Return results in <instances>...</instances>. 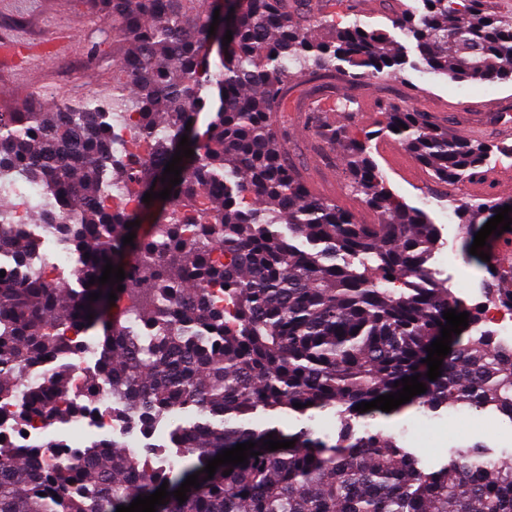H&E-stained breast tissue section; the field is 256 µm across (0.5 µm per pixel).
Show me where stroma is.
<instances>
[{"label": "stroma", "mask_w": 512, "mask_h": 512, "mask_svg": "<svg viewBox=\"0 0 512 512\" xmlns=\"http://www.w3.org/2000/svg\"><path fill=\"white\" fill-rule=\"evenodd\" d=\"M323 10L331 24L344 28L360 22L368 29L383 30L398 43L406 44L408 61L392 78H370L352 87L344 69L336 71L337 96L350 97L354 117L350 133L363 137L376 130L383 117L381 99L398 96L405 108L433 113L447 122L453 135L462 126L475 125L502 113L512 114V80L495 82H449L443 74L423 64L415 46L407 45L393 17L383 14L379 0H324ZM21 41L27 51L13 58H0V112L37 108L44 112L83 100L101 99L112 92L113 66L125 47L112 38V26L93 10L88 0H0V42ZM305 103L289 99L288 109L270 115L272 127L286 137L289 157L313 194L336 200L356 218L370 224L375 215L346 186L342 165H326L322 141L305 128ZM395 136H381L368 143V151L389 190L407 206L423 209L440 236L443 259L436 268L440 279L449 280L456 296L483 294L488 273L475 263L464 262L463 232L456 220L447 218L449 200L465 192L480 200L494 195L501 171L512 169V155L493 153L483 168L481 180L458 187L447 186L446 196L435 204H423L419 186L432 182L431 172L421 164L401 169L389 158L399 150ZM259 428L275 427L289 433L309 427L315 436L335 440L340 419L334 411L301 416L295 413L255 414ZM355 430H381L418 457L429 470L442 467L456 448L481 444L492 456L512 452V420L498 411L440 410L432 416L414 408L392 415L369 414L354 423Z\"/></svg>", "instance_id": "stroma-1"}]
</instances>
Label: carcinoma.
Returning <instances> with one entry per match:
<instances>
[{
  "instance_id": "obj_1",
  "label": "carcinoma",
  "mask_w": 512,
  "mask_h": 512,
  "mask_svg": "<svg viewBox=\"0 0 512 512\" xmlns=\"http://www.w3.org/2000/svg\"><path fill=\"white\" fill-rule=\"evenodd\" d=\"M90 2L127 45L112 107L87 99L54 112L0 113V176L50 189L39 223L60 225L67 248L89 254L74 268L75 288L0 277V399L19 387L21 363L49 353L63 359L80 349L70 337L100 327L85 389L95 393L102 375H112L118 423L137 398L144 428L176 420L181 405L196 408L199 419L173 430L185 452L169 469L114 442L107 451L95 444L80 464L39 448L23 456L0 449V512H116L164 483L172 492L196 472L200 486L186 501L170 496L157 512H512V454L488 473L484 447H462L441 468L424 470L382 431L358 435L344 425L330 444L309 428L285 434L252 424L259 409L330 408L350 421L362 416L357 404L397 392L403 385L395 381L416 374L427 391L391 413L493 408L512 419V348L486 334L464 339L479 313L426 267L439 243L426 214L390 192L366 143L347 136L348 124L320 109L307 114L308 128L342 149L348 185L376 214L373 224L315 196L269 125V113L288 111L295 80L312 81L338 62L350 67L353 83L394 76L407 63L405 47L357 24L321 37L330 24L309 0H234L231 19L220 11L217 29L232 31V41L219 46L221 67L208 79L219 106L200 140L186 127L207 106L199 77L212 50L216 0ZM421 2L401 28L430 70L451 82L512 80V11L491 0ZM379 110L386 123L366 138L394 134L443 183L471 182L493 151L512 153L453 136L428 112L390 100ZM129 112L138 114L145 158L116 154V128ZM184 135L194 155L182 158L181 183L148 231L127 228L151 212L145 193L169 186L162 173ZM500 207L486 198L455 212L468 231ZM130 232L133 245L125 246ZM11 245L21 259L40 242L19 236ZM108 261L124 269L121 291L88 285ZM485 269L489 296L512 308V260L494 254ZM112 291L125 302L113 320L102 317ZM93 292L100 298L89 300ZM448 309L468 312V327L451 334V353L431 381L423 359ZM132 317L152 335H135ZM63 406L85 411L58 372L28 386L16 420ZM270 436L293 447L261 448ZM248 441L261 455L207 478V461Z\"/></svg>"
}]
</instances>
